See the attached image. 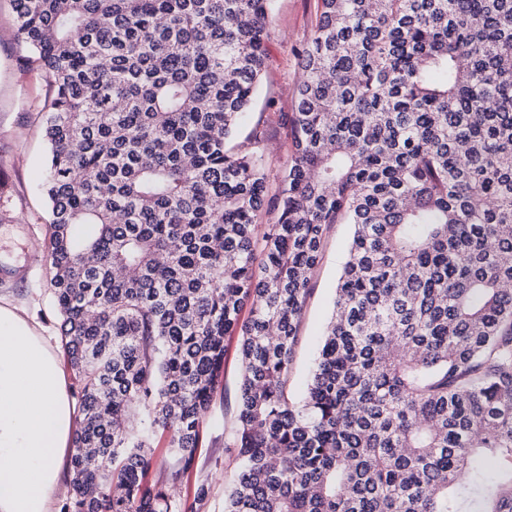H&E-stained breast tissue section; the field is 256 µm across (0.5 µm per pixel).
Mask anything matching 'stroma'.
<instances>
[{"mask_svg": "<svg viewBox=\"0 0 512 512\" xmlns=\"http://www.w3.org/2000/svg\"><path fill=\"white\" fill-rule=\"evenodd\" d=\"M317 21V0H274L267 26V71L256 102L244 118L239 144L254 134L268 170V189L292 155V117L301 55ZM16 34L11 0H0V307L26 318L53 348H60V318L49 287L45 242L49 213L42 183L47 159L40 105L51 87L36 66L27 64ZM351 236L347 224L328 229L322 257L310 283L288 378L293 397L304 396L324 327L331 315L336 281ZM241 362L238 339L224 341V381L205 418L204 437L192 480L178 485L186 496L195 481L206 482V512H224V492L238 467L233 446Z\"/></svg>", "mask_w": 512, "mask_h": 512, "instance_id": "stroma-1", "label": "stroma"}]
</instances>
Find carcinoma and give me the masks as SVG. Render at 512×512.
Masks as SVG:
<instances>
[{"mask_svg":"<svg viewBox=\"0 0 512 512\" xmlns=\"http://www.w3.org/2000/svg\"><path fill=\"white\" fill-rule=\"evenodd\" d=\"M273 0H13L45 74L69 512L178 499L239 336L224 512H512V0H318L277 194L228 148ZM272 224L257 223L265 207ZM353 226L307 395L312 270ZM250 303V317L240 311ZM173 460L151 482L156 448Z\"/></svg>","mask_w":512,"mask_h":512,"instance_id":"carcinoma-1","label":"carcinoma"}]
</instances>
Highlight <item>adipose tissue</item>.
<instances>
[{"label":"adipose tissue","mask_w":512,"mask_h":512,"mask_svg":"<svg viewBox=\"0 0 512 512\" xmlns=\"http://www.w3.org/2000/svg\"><path fill=\"white\" fill-rule=\"evenodd\" d=\"M74 420L46 339L0 307V512H50L72 451Z\"/></svg>","instance_id":"adipose-tissue-1"}]
</instances>
